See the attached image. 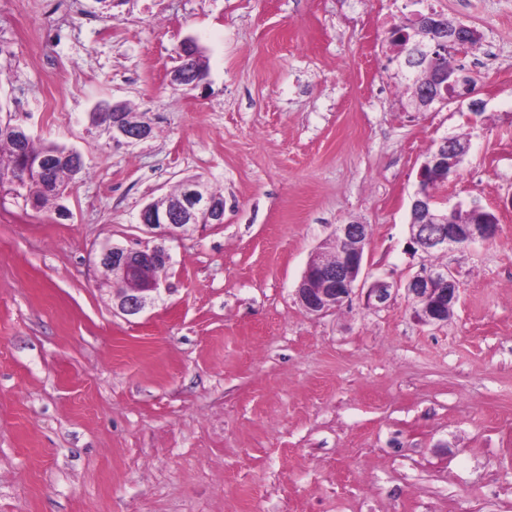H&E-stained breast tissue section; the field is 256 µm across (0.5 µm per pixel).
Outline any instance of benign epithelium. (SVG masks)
Wrapping results in <instances>:
<instances>
[{
	"label": "benign epithelium",
	"mask_w": 512,
	"mask_h": 512,
	"mask_svg": "<svg viewBox=\"0 0 512 512\" xmlns=\"http://www.w3.org/2000/svg\"><path fill=\"white\" fill-rule=\"evenodd\" d=\"M433 30L431 41L408 42L407 32L399 31L394 38L401 41L397 50L406 58L423 65L427 71L430 89L413 96L417 106L427 108L434 102L471 100L470 109L479 113L484 102L472 99V77L458 68L441 70L436 66L434 48L446 47L457 52L479 38V33L454 20L437 17L428 21ZM114 145H134L148 139L152 126L130 127L122 113L112 115V125L107 128ZM467 147L453 137L440 139L428 155L418 173L419 187L411 207L410 230L412 242L423 252L448 251L461 245L493 240L499 224L490 216L474 224H457L453 215L460 205L448 207L438 198L433 184H423L424 174L434 167L458 168ZM224 204L200 181L187 180L184 193L166 202L164 207L148 203L140 212V223L149 229L160 230V235L176 239L190 227L198 224H221ZM368 238V225L356 221L338 224L325 250L318 252L307 263L296 288L300 305L310 314L320 315L349 300L362 285L364 249ZM171 256L162 246L149 251L123 246H106L99 255V263L112 266V274L130 284L115 293L117 309L125 315H137L160 298L167 289L164 277L170 266ZM397 291L394 284L376 279L367 288V301L384 304ZM405 291L416 303L415 317L424 325H434L448 320V314L458 301L459 288L453 274L446 269H422L406 283Z\"/></svg>",
	"instance_id": "7a95c632"
}]
</instances>
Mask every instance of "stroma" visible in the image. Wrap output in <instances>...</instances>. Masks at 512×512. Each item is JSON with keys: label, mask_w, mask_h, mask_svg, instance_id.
Masks as SVG:
<instances>
[{"label": "stroma", "mask_w": 512, "mask_h": 512, "mask_svg": "<svg viewBox=\"0 0 512 512\" xmlns=\"http://www.w3.org/2000/svg\"><path fill=\"white\" fill-rule=\"evenodd\" d=\"M475 28L455 57L485 103L416 109L391 27ZM206 76L170 84L186 39ZM0 118L90 168L42 209L0 193V512H512V0H0ZM153 133L115 147L89 114ZM469 150L439 196L497 237L409 245L418 172ZM198 179L224 221L176 240L141 209ZM398 284L320 315L295 288L336 225ZM171 254L167 291L119 314L102 246ZM453 273L447 322L404 291Z\"/></svg>", "instance_id": "35a3bbf8"}]
</instances>
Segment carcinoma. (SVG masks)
<instances>
[{
    "mask_svg": "<svg viewBox=\"0 0 512 512\" xmlns=\"http://www.w3.org/2000/svg\"><path fill=\"white\" fill-rule=\"evenodd\" d=\"M189 73L185 85L203 80L206 68L199 49L194 56L181 61ZM85 170L81 154L46 142L37 147L33 141L18 145L9 125L0 120V192L7 191L42 207L62 196Z\"/></svg>",
    "mask_w": 512,
    "mask_h": 512,
    "instance_id": "1",
    "label": "carcinoma"
}]
</instances>
